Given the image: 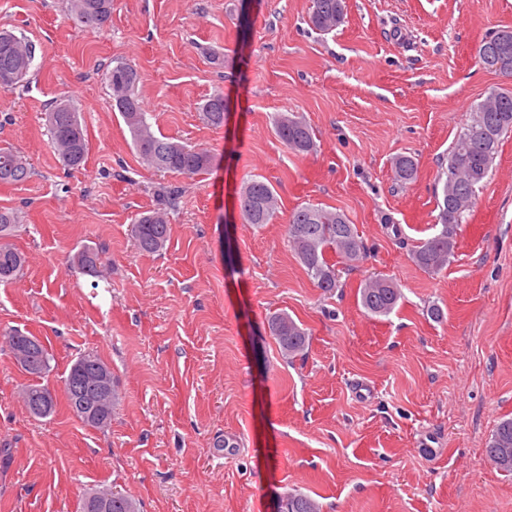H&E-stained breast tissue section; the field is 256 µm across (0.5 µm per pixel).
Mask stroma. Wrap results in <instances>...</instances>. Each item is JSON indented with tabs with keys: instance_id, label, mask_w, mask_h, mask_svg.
<instances>
[{
	"instance_id": "stroma-1",
	"label": "stroma",
	"mask_w": 512,
	"mask_h": 512,
	"mask_svg": "<svg viewBox=\"0 0 512 512\" xmlns=\"http://www.w3.org/2000/svg\"><path fill=\"white\" fill-rule=\"evenodd\" d=\"M309 5L112 0L109 21L84 28L65 0H0V29L35 47L27 86L0 90V147L32 169L0 183V208L20 217L10 242L26 257L0 283V512H79L102 487L141 512H276L295 490L322 512H512V472L485 455L512 419V134L448 267L428 273L411 255L439 231L437 177L470 106L512 88L476 59L485 35L512 28V0H347L328 35L309 28ZM120 63L140 74L155 132L211 150L210 172L139 162L104 81ZM218 92L216 128L200 108ZM61 99L89 140L72 170L46 128ZM278 112L306 120L314 153L283 145ZM401 155L418 163L414 182L394 178ZM253 176L280 202L259 229L236 208ZM170 188V238L142 252L132 221L165 206ZM301 204L343 211L363 240L364 261L337 264L333 294L288 246ZM86 245L105 252L98 276L70 266ZM377 274L403 293L387 316L360 302ZM277 312L307 329L304 355L282 356L267 327ZM12 331L47 345L57 391L80 354L97 352L123 396L110 426H85L62 404L30 416L19 390L33 378L1 341Z\"/></svg>"
}]
</instances>
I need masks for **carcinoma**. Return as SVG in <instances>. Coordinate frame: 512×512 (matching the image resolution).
Returning a JSON list of instances; mask_svg holds the SVG:
<instances>
[{"mask_svg":"<svg viewBox=\"0 0 512 512\" xmlns=\"http://www.w3.org/2000/svg\"><path fill=\"white\" fill-rule=\"evenodd\" d=\"M70 19L77 26L97 27L112 16V0H68ZM347 13V0H311L308 22L313 30L329 34L342 24ZM35 58V47L22 35L0 30V89L9 90L24 82ZM476 58L484 69L502 72L512 69V29L497 30L483 38L476 48ZM112 107L121 114L133 146L142 163L158 171L192 177L208 171L214 164L213 154L206 148L189 147L165 136H158L148 121L137 91L138 72L118 64L105 74ZM208 124L219 127L224 123V95L215 93L203 105ZM51 144L64 166L77 168L88 152V140L81 115L68 102L58 103L46 116ZM278 139L292 152L309 154L315 150L310 126L300 117L279 113L273 119ZM512 133V89L490 91L470 109L469 119L461 128L450 148L439 180L438 224L441 230L419 242L413 253L415 263L424 271L436 273L444 269L454 255L457 228L464 214L471 210L476 189L491 176L499 152L501 138ZM395 178L400 182L416 179L417 162L402 155L393 163ZM30 172L25 155L10 147H0V183L24 181ZM238 206L245 224L260 227L272 223L280 205L274 187L252 178L239 191ZM19 216L14 211L0 209V282L14 280L23 270L24 256L7 241L13 235ZM288 243L299 264L313 284L325 293L338 287L333 253L348 266H355L365 257V247L354 225L339 210H327L312 205L294 208L286 225ZM131 234L137 247L146 253L162 250L169 238L167 210L160 208L135 218ZM72 263L83 273L94 276L103 263V251L84 247L77 251ZM402 294L393 281L373 276L360 288L363 308L372 315L391 314ZM268 328L282 355L292 360L303 354L308 345V333L286 313L270 317ZM51 354L43 341H37L36 366L25 372L41 379L50 371ZM102 362L94 352L81 354L72 363L63 380V396L70 412L84 425L105 429L121 402L117 383H112V406L109 412L90 414L77 405L80 381L88 378L91 366ZM25 407L34 418H47L56 412L55 390L35 382L22 389ZM486 456L499 468L512 471V419L501 421L494 429L485 448ZM112 512H139L135 500L123 493L112 495ZM279 512H322V505L303 492H290L281 498Z\"/></svg>","mask_w":512,"mask_h":512,"instance_id":"1","label":"carcinoma"}]
</instances>
